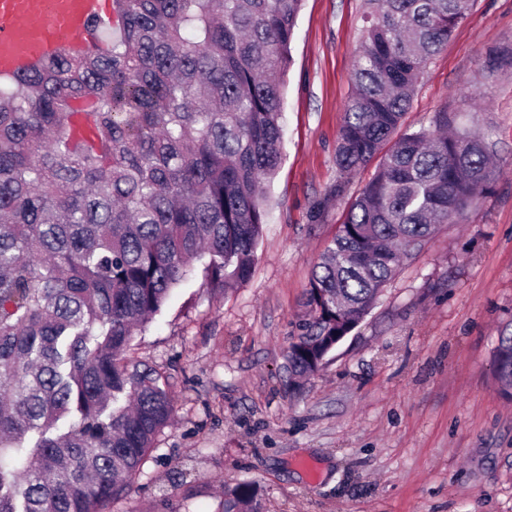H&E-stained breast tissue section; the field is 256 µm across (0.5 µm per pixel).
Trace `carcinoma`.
Returning <instances> with one entry per match:
<instances>
[{"label": "carcinoma", "instance_id": "1", "mask_svg": "<svg viewBox=\"0 0 512 512\" xmlns=\"http://www.w3.org/2000/svg\"><path fill=\"white\" fill-rule=\"evenodd\" d=\"M303 0H112L95 44L0 76V512H112L173 405L127 351L170 291L245 283L282 160ZM336 143L374 166L307 291L289 375L314 373L404 259L495 180L442 110L401 129L471 0H373ZM512 396V333L494 352ZM245 489L218 512H259Z\"/></svg>", "mask_w": 512, "mask_h": 512}]
</instances>
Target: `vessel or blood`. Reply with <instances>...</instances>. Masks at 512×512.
Segmentation results:
<instances>
[{"instance_id": "b4317fda", "label": "vessel or blood", "mask_w": 512, "mask_h": 512, "mask_svg": "<svg viewBox=\"0 0 512 512\" xmlns=\"http://www.w3.org/2000/svg\"><path fill=\"white\" fill-rule=\"evenodd\" d=\"M108 0H0V75L81 46Z\"/></svg>"}]
</instances>
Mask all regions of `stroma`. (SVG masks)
<instances>
[{
    "mask_svg": "<svg viewBox=\"0 0 512 512\" xmlns=\"http://www.w3.org/2000/svg\"><path fill=\"white\" fill-rule=\"evenodd\" d=\"M369 0H303L286 72L283 159L251 278L194 272L133 336L174 416L112 512H216L250 486L262 512H512V397L493 351L512 330V0H472L403 122L455 113L498 174L464 221L405 259L314 374L290 383L314 265L365 174L336 140Z\"/></svg>",
    "mask_w": 512,
    "mask_h": 512,
    "instance_id": "1",
    "label": "stroma"
}]
</instances>
